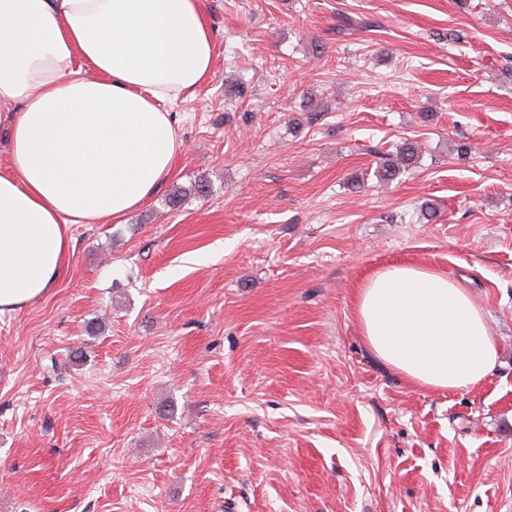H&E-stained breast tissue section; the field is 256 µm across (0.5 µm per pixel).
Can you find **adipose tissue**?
Wrapping results in <instances>:
<instances>
[{
  "label": "adipose tissue",
  "mask_w": 512,
  "mask_h": 512,
  "mask_svg": "<svg viewBox=\"0 0 512 512\" xmlns=\"http://www.w3.org/2000/svg\"><path fill=\"white\" fill-rule=\"evenodd\" d=\"M200 0H0V314L65 274L73 224H112L146 203L183 142L164 102L213 73ZM370 350L407 381L457 392L495 368L484 310L447 274L396 265L359 288Z\"/></svg>",
  "instance_id": "ef3b65f1"
}]
</instances>
